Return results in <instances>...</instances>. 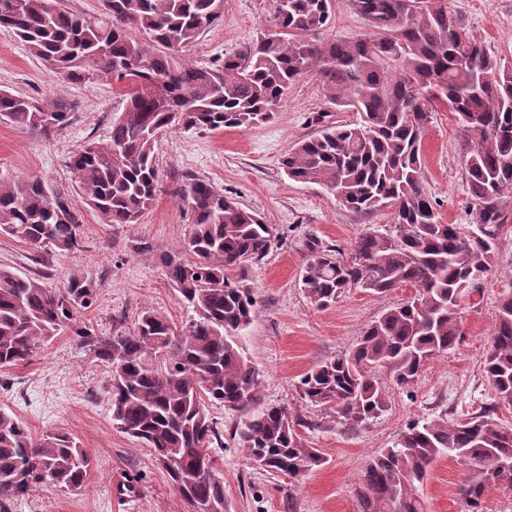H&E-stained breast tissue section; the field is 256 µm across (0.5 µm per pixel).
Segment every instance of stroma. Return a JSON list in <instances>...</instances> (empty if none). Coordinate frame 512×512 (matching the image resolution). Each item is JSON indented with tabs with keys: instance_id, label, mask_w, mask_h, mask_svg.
I'll list each match as a JSON object with an SVG mask.
<instances>
[{
	"instance_id": "35a3bbf8",
	"label": "stroma",
	"mask_w": 512,
	"mask_h": 512,
	"mask_svg": "<svg viewBox=\"0 0 512 512\" xmlns=\"http://www.w3.org/2000/svg\"><path fill=\"white\" fill-rule=\"evenodd\" d=\"M448 8L489 53L512 61V0H448ZM273 11L272 0H224L219 25L189 47L186 58L201 64L216 61L269 28ZM368 31L349 0H335L331 22L318 38H361ZM1 89L38 100L59 94L72 105L69 125L48 140L0 120V181L36 178L50 192L64 194L80 226V246L37 256L24 243L0 235V265L24 277H39L50 287L72 272L95 281L96 301L81 312L80 320L99 335L129 330L147 307L177 327L192 318L161 263L164 254L182 246L189 230L190 214L175 193L186 179L209 180L276 225L269 255L249 273L259 313L240 344L260 372L262 405L286 406L300 420L307 446L320 449L325 462L299 480L254 470L230 436L239 415L208 405L222 434L210 454L224 479V512H360L356 488L367 459L391 447L411 423L438 417L462 422L488 412L512 429V406L498 405L483 371L499 300L512 284V222L496 234L492 265L478 291L461 301L460 343L429 360L413 386H398L389 372H382L388 397L378 418L352 428L337 422L328 409L299 399L296 386L304 372L347 351L368 323L417 293L410 285L382 296L353 288L320 309L300 289L308 238L348 254L366 231L390 227L388 212L348 210L320 185L288 179L281 168L282 156L323 124L348 125L359 119L329 103L314 73L289 88L272 121L248 129L164 133L155 149L158 191L134 224L104 223L79 205L69 168L70 156L81 145L106 143L113 120L126 105L121 88L105 79L62 82L14 34L0 30ZM460 140L453 114L442 108L424 133L421 153L424 184L439 203L443 223L468 225L472 203ZM0 409L15 414L34 434L73 437L94 464L79 492L46 486L15 501L8 512H187L149 451L113 426L109 368L70 334L55 336L26 361L0 368ZM463 472L462 465L448 458L434 463L423 486L427 512H465L455 494Z\"/></svg>"
}]
</instances>
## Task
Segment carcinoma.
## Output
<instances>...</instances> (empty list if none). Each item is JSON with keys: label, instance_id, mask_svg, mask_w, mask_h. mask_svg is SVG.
<instances>
[{"label": "carcinoma", "instance_id": "obj_1", "mask_svg": "<svg viewBox=\"0 0 512 512\" xmlns=\"http://www.w3.org/2000/svg\"><path fill=\"white\" fill-rule=\"evenodd\" d=\"M275 30L199 66L182 52L223 16L224 0H101L94 14L63 0H0V28L64 82L109 77L124 89L125 111L108 142H88L69 160L79 202L106 224H134L154 200L159 135L178 128L220 131L270 120L302 75L313 72L338 108L359 114L352 125L327 124L282 158L285 174L315 183L347 208L387 210L392 230H372L351 258L316 238L305 243L300 288L325 308L348 288L382 295L410 284L414 298L367 324L351 349L299 380L305 404L327 407L351 427L387 407L389 371L414 384L429 359L461 339L460 300L491 267L493 240L512 218V65L448 10V0H351L369 33L357 40L316 38L331 21L333 0H273ZM447 103L462 134L465 177L480 227L445 224L424 186L421 142ZM72 106L0 90V118L49 137L68 126ZM177 194L191 215L182 247L164 256L171 286L194 312L177 329L145 309L134 327L98 336L78 322L97 296L78 272L57 288L0 266V367L27 360L59 331L111 370L112 423L149 448L183 501L196 512H224V480L210 445L221 433L207 404L243 418L238 437L257 470L300 479L323 464L282 406L258 404L259 373L240 346L258 303L249 270L266 257L275 228L204 179ZM0 234L34 249L79 247L71 203L38 179L0 182ZM483 371L499 400L512 404V292L495 315ZM466 466L457 496L482 512L486 485L512 487V430L484 414L466 422L441 417L415 423L395 446L366 462L358 484L361 512H425L419 488L434 462ZM91 461L71 437H35L0 409V508L50 485L86 483Z\"/></svg>", "mask_w": 512, "mask_h": 512}]
</instances>
